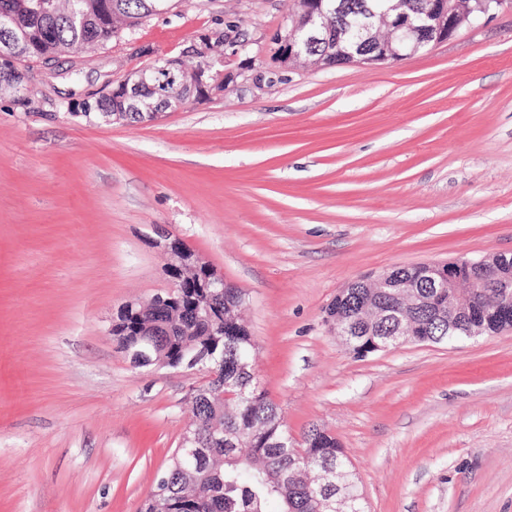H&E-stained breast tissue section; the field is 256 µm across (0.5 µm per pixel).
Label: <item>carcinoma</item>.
Instances as JSON below:
<instances>
[{
	"label": "carcinoma",
	"instance_id": "obj_1",
	"mask_svg": "<svg viewBox=\"0 0 512 512\" xmlns=\"http://www.w3.org/2000/svg\"><path fill=\"white\" fill-rule=\"evenodd\" d=\"M344 9L336 13L338 31L364 15L370 8L388 6V0H339ZM150 0H0V16L7 13L15 21V31L36 46L39 58L75 53L90 46H104L117 37L122 27L134 28L151 18ZM172 87L151 82L135 88L133 94L161 102ZM0 95L27 106L24 73L20 59L0 63ZM127 95L119 85L113 94L100 100L81 104V114L89 122L102 121L121 113L120 120L140 122L138 113L122 107L120 98ZM137 302L126 304L112 335L122 348L136 339L138 325L149 319H164L165 312ZM244 297L235 288L224 289L214 309L217 318L230 317L228 311L242 306ZM214 324L194 319L190 333L152 336L158 351L170 359H178L184 351L204 344L212 338ZM217 333L221 341L213 357L219 361V379L224 381L223 393L207 388L197 390L193 397L194 417L191 429L206 436L216 429L224 430V446L210 449L211 458L199 463L192 487L184 486L181 467L186 465L178 451L156 490L168 501V512H264L266 499L275 497L282 504L281 512H330L334 502L342 501L347 512H366L365 500L358 479L343 448L336 438L312 427L303 436L301 446L288 436L278 406L267 398L255 382L251 363L253 344L247 330L236 328L225 335L223 326ZM425 341L441 343L448 340V321L432 318L423 330ZM309 460L314 471L336 470L335 492L320 488L318 482L295 472L299 460Z\"/></svg>",
	"mask_w": 512,
	"mask_h": 512
}]
</instances>
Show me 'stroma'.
Returning a JSON list of instances; mask_svg holds the SVG:
<instances>
[{"instance_id": "stroma-1", "label": "stroma", "mask_w": 512, "mask_h": 512, "mask_svg": "<svg viewBox=\"0 0 512 512\" xmlns=\"http://www.w3.org/2000/svg\"><path fill=\"white\" fill-rule=\"evenodd\" d=\"M292 0H175L0 99V512H139L206 372L112 334L167 292L165 238L238 288L288 433L334 435L369 512H512V330L360 357L352 281L512 252V9L402 61L285 66ZM224 29L223 94L143 123L78 103ZM350 288V283L345 285L336 294V298L328 308V318L336 327V334L338 336H347L353 333H363L364 331H371L370 321L362 314L354 319L344 320V301L347 297V289Z\"/></svg>"}]
</instances>
